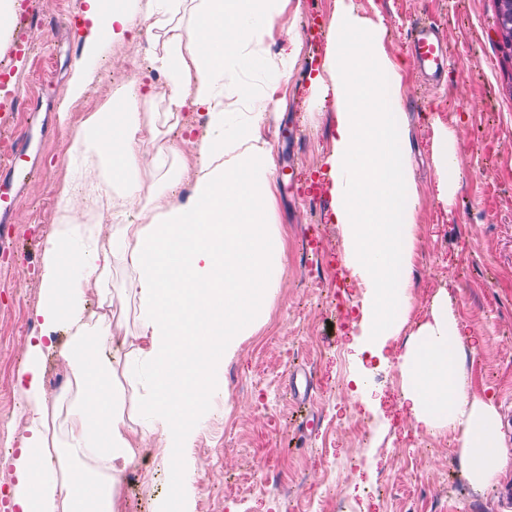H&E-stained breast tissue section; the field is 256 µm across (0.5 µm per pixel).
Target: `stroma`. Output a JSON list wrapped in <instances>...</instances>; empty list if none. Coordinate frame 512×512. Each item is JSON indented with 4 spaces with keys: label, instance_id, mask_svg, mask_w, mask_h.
<instances>
[{
    "label": "stroma",
    "instance_id": "1",
    "mask_svg": "<svg viewBox=\"0 0 512 512\" xmlns=\"http://www.w3.org/2000/svg\"><path fill=\"white\" fill-rule=\"evenodd\" d=\"M337 0H291L280 33L262 38L240 64L236 84L261 98L275 78L289 39L302 49L282 82L280 102L262 128L272 148L275 210L272 229L282 243L278 290L224 363V393L214 397L192 447L183 449L190 512H512L503 496L512 467L474 488L460 464L453 432L416 428L401 409L402 379L394 362L363 351L366 290L342 261V228L333 220L327 186L305 196L323 177L333 146L335 114L320 101L309 76L327 48ZM358 13L383 19L391 56L406 67L400 110L407 124L417 201L409 321L389 342L395 356L411 343L436 295L462 330L471 394L493 401L512 445V50L497 35L495 0H354ZM82 0H33L32 21L14 26L33 51L11 77L26 102L0 138L44 127L30 159L32 173L14 192L16 231L0 245V498L11 500L10 459L24 434L16 374L30 338L40 335L30 312L39 298V269L57 221L55 195L67 174L82 113L113 97L117 80L153 77L152 107L163 108L164 75L153 60L162 45L144 38L91 61L86 96L63 105V89L83 60ZM420 19L436 22L450 53L448 70L426 82L409 46ZM452 129L461 180L449 201L439 199L436 127ZM338 285L312 287L317 270ZM311 374V403L287 388L295 368ZM170 478L153 449H145L121 485V512H155Z\"/></svg>",
    "mask_w": 512,
    "mask_h": 512
}]
</instances>
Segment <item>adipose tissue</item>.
<instances>
[{"mask_svg":"<svg viewBox=\"0 0 512 512\" xmlns=\"http://www.w3.org/2000/svg\"><path fill=\"white\" fill-rule=\"evenodd\" d=\"M143 10L124 0H83L89 22L86 58L142 32L167 31L154 66L165 76L170 111H205L206 134L190 157L193 190L186 199L153 203L140 171L161 174L165 156L161 113L142 111L153 86L123 82L117 112H88L71 155L90 154L94 170L75 166L56 190L58 221L41 263V293L31 313L41 334L31 339L17 389L27 406L25 434L12 464L11 492L19 512H119L125 471L136 465L144 442L163 451L173 472L172 495L158 512H183L185 464L191 427L208 402L224 391V360L253 318L261 296L274 290L273 245L267 230L275 202L272 151L261 136L270 104L297 47L274 61L278 80L235 130L224 91L231 61L273 35L291 0H145ZM336 24L322 65L310 82L331 96L334 147L326 159L333 215L341 224L343 260L367 290L362 329L375 350L400 334L410 309L416 201L402 148L399 100L404 68L389 56L383 21L357 14L353 0H338ZM189 8L187 34L168 29ZM97 223L77 219L79 189ZM109 235H102L101 223ZM128 273L133 325L116 320L112 273ZM64 333V345L53 336ZM461 331L444 300L434 301L397 367L402 406L428 432L458 434L467 480L485 487L512 464L496 406L473 396L466 384ZM69 368L67 392L47 397L43 359ZM149 371L140 401L142 421L127 412L122 377Z\"/></svg>","mask_w":512,"mask_h":512,"instance_id":"1","label":"adipose tissue"}]
</instances>
